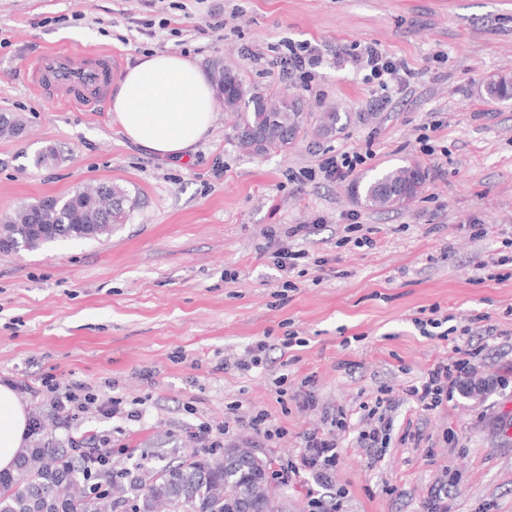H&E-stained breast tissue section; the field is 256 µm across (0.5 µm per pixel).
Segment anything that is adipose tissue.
Returning <instances> with one entry per match:
<instances>
[{
	"label": "adipose tissue",
	"instance_id": "adipose-tissue-1",
	"mask_svg": "<svg viewBox=\"0 0 512 512\" xmlns=\"http://www.w3.org/2000/svg\"><path fill=\"white\" fill-rule=\"evenodd\" d=\"M213 89L200 67L177 53L157 52L127 69L111 110L125 136L146 152L184 159L208 133ZM28 418L14 388L0 384V471H12Z\"/></svg>",
	"mask_w": 512,
	"mask_h": 512
}]
</instances>
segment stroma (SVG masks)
I'll return each instance as SVG.
<instances>
[{"instance_id":"obj_1","label":"stroma","mask_w":512,"mask_h":512,"mask_svg":"<svg viewBox=\"0 0 512 512\" xmlns=\"http://www.w3.org/2000/svg\"><path fill=\"white\" fill-rule=\"evenodd\" d=\"M282 40L319 45L323 64L299 97L342 116L341 130H308L285 153L242 152L236 117L218 100L189 159H162L126 139L109 100L87 110L30 86L34 63L56 48L106 50L124 68L146 54L183 53L206 71L223 62L252 90H281L277 69L245 50ZM364 42L403 60L415 74L410 87L368 81L351 58ZM501 73L512 75V0H0V112L24 125L22 136L0 138V220L90 182L120 185L134 204L111 234L0 253V383L53 374L110 389L142 413L130 421L92 412L66 427L25 394L41 424L27 447L65 448L105 431L115 467L159 469L206 456L190 438L199 423L229 421L234 445L256 439L250 419L266 411L287 430L274 446L256 440L276 469L299 459L302 435L323 428L324 412L355 410L383 385L402 391L451 358L447 342L415 327L422 310L482 313L512 331V278L482 282L476 269L512 239V102L480 90ZM433 122L446 150L435 160L418 140ZM46 146L57 161L33 167ZM341 149L371 152L361 175L416 160L426 188L408 207L376 211L353 200L349 182L293 181ZM351 213L376 249L342 243ZM474 218L494 235L472 237L465 225ZM275 224L310 225L292 247L328 256L330 269L306 266L294 289L283 288L260 253ZM234 270L239 279L226 280ZM290 334L298 343L283 348ZM263 339L259 367L221 371ZM474 341L484 347L478 373L495 389L433 411L401 403L395 434L411 422L423 440L392 442L377 461L355 433L341 434L322 500L342 488V512H426L440 493L448 512H512V340ZM282 375L284 403L274 384ZM309 376L318 407L302 411L293 397Z\"/></svg>"}]
</instances>
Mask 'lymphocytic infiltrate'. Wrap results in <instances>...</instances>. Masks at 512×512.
<instances>
[{"label": "lymphocytic infiltrate", "mask_w": 512, "mask_h": 512, "mask_svg": "<svg viewBox=\"0 0 512 512\" xmlns=\"http://www.w3.org/2000/svg\"><path fill=\"white\" fill-rule=\"evenodd\" d=\"M285 52L276 65L284 75L293 79L296 88L309 91L313 88L315 73L323 63V54L318 45L310 41H284ZM354 58L357 64L367 70L370 80L392 79L406 81L412 72L404 62L383 52L376 44L361 45ZM368 160L367 155L358 151H342L323 155L316 168L304 171L307 180L322 179L338 182L346 180L359 166ZM310 227L306 224L271 226L264 236L273 249L275 265L285 273H292L304 259H311L314 266L324 267L326 258L310 257L308 251L292 250L291 241L307 238ZM484 315L471 316L468 323H453L451 315L442 314L439 308H432L429 316L416 318L415 323L422 335H435L437 339L449 342L453 356L450 360L432 365L420 381L411 384L406 390L407 396L421 410L437 409L454 400L465 375L476 372L479 367L481 347L475 346L471 333L475 324L484 322ZM17 387L24 393L43 396L49 406L69 421L78 418L88 409H96L105 417L127 415L136 419V412L126 411L121 398L103 397L93 387L76 382H63L55 377L43 378L39 385L33 386L18 382ZM398 400L393 388L384 386L378 395L359 404V422L361 428L356 437L359 447L370 454H378L388 448L394 427V412ZM350 427L347 411L339 409L327 415L325 426L307 432L302 437L303 451L295 463H288L280 469L278 476L284 483L299 478L301 472L311 473L316 484L322 487L332 485L334 474L340 463L337 434L346 432ZM66 456L72 468L79 470L87 478L111 481L112 479V439L107 435L95 433L82 435L66 449Z\"/></svg>", "instance_id": "1"}]
</instances>
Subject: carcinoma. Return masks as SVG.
<instances>
[{"mask_svg":"<svg viewBox=\"0 0 512 512\" xmlns=\"http://www.w3.org/2000/svg\"><path fill=\"white\" fill-rule=\"evenodd\" d=\"M212 82L225 86L224 107L238 117L239 148L254 153L244 139L248 130L264 133L262 153L286 152L311 124L302 100L285 92H252L238 73L223 64L213 66ZM489 98L512 101V76L493 75L482 82ZM339 113L320 114L318 131L337 130ZM427 175L417 161L384 169L356 179L350 195L376 210H391L416 199L425 189ZM129 197L112 183L76 188L49 207L38 200L9 219L13 235L26 249L43 246L32 233V224H52L56 240L92 239L112 233L125 222ZM238 448H227L219 457H192L161 469L146 471L108 490L135 501L134 512H278L269 494H259L256 483L269 482L270 461L252 457L239 461ZM18 476L0 472V512H94L79 472L65 464L60 448L25 449L17 461Z\"/></svg>","mask_w":512,"mask_h":512,"instance_id":"obj_1","label":"carcinoma"}]
</instances>
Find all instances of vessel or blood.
<instances>
[{"label": "vessel or blood", "mask_w": 512, "mask_h": 512, "mask_svg": "<svg viewBox=\"0 0 512 512\" xmlns=\"http://www.w3.org/2000/svg\"><path fill=\"white\" fill-rule=\"evenodd\" d=\"M118 65V58L109 52L51 50L34 64L32 86L36 91H50L72 105L91 109L111 86Z\"/></svg>", "instance_id": "1"}]
</instances>
